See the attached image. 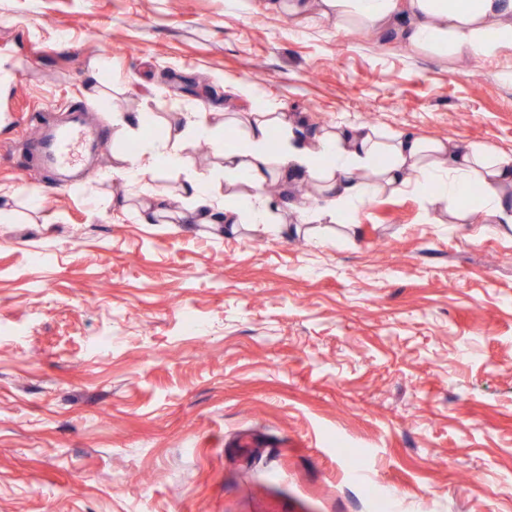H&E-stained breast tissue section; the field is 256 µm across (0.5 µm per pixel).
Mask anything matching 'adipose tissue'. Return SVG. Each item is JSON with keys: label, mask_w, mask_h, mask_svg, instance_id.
Wrapping results in <instances>:
<instances>
[{"label": "adipose tissue", "mask_w": 512, "mask_h": 512, "mask_svg": "<svg viewBox=\"0 0 512 512\" xmlns=\"http://www.w3.org/2000/svg\"><path fill=\"white\" fill-rule=\"evenodd\" d=\"M325 17L339 30L350 23L382 25L409 18L404 41L415 48L455 55L486 56L512 49V0H320ZM244 147L225 146L224 171L235 182L257 192L249 209L234 196L214 201L208 181L190 179L187 192L197 204L194 219L200 224H268L275 212L292 209L298 221L320 210L335 221L341 208L388 190L407 189L427 195L430 203L468 221L480 214L494 218L512 231V157L491 155L482 147H463L415 133H383L373 128L339 125L308 137L295 131L284 112H246ZM209 115L193 113L183 136L159 135L149 153L120 157L113 175L129 168L147 174L159 167L183 168L184 136L210 132ZM302 172L315 181L322 201L313 207L306 200L289 202L262 197L268 180Z\"/></svg>", "instance_id": "adipose-tissue-1"}]
</instances>
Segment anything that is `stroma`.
Masks as SVG:
<instances>
[{"mask_svg":"<svg viewBox=\"0 0 512 512\" xmlns=\"http://www.w3.org/2000/svg\"><path fill=\"white\" fill-rule=\"evenodd\" d=\"M200 105L183 169L108 176L151 145L130 114ZM74 110L109 139L61 186L30 138ZM247 111L512 157V51L270 0H0V512H512V234L389 191L285 238L194 223L189 175L252 202L221 157ZM150 197L177 215L123 214Z\"/></svg>","mask_w":512,"mask_h":512,"instance_id":"obj_1","label":"stroma"}]
</instances>
